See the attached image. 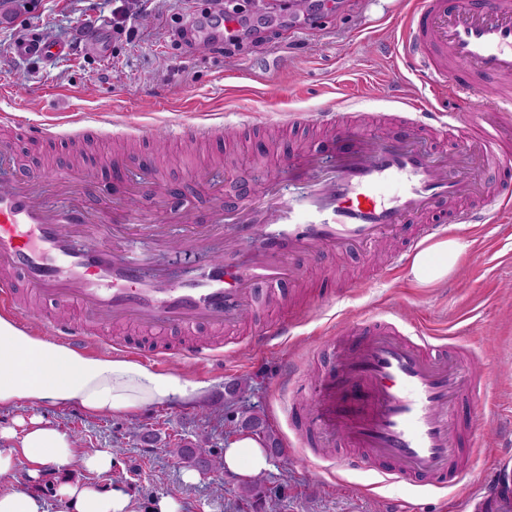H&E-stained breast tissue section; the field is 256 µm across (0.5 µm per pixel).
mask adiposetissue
Masks as SVG:
<instances>
[{
    "mask_svg": "<svg viewBox=\"0 0 512 512\" xmlns=\"http://www.w3.org/2000/svg\"><path fill=\"white\" fill-rule=\"evenodd\" d=\"M462 249L448 236L429 240L413 255L410 277L424 288L442 285L455 271ZM209 389L208 382L162 372L128 357L76 351L1 314L0 412H12L24 403L32 413L0 427V512H44L35 492L9 485L22 457L31 464V482L49 472L57 476L56 494L64 512H132L124 488L95 489L72 477L77 470L110 471L111 452H78L70 435L42 416L41 408H77L92 417L133 414L162 403H196ZM223 462L225 469L243 477L268 467L262 442L248 434L226 444Z\"/></svg>",
    "mask_w": 512,
    "mask_h": 512,
    "instance_id": "adipose-tissue-1",
    "label": "adipose tissue"
}]
</instances>
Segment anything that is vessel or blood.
Listing matches in <instances>:
<instances>
[{"label":"vessel or blood","instance_id":"obj_1","mask_svg":"<svg viewBox=\"0 0 512 512\" xmlns=\"http://www.w3.org/2000/svg\"><path fill=\"white\" fill-rule=\"evenodd\" d=\"M14 49L28 57L65 55L66 46L34 35ZM393 78L376 98L390 122L386 134L367 133L350 100L316 112H292L286 125L315 127L320 141L287 153V187L225 206L211 190L207 223L170 208L172 193L151 168L129 186L122 162L107 165L106 194L94 208L84 201L83 165L51 172L5 171L11 141L0 140V310L28 326L29 288L37 301L77 309L79 320L49 318L46 335L76 350L97 344L91 327H123L154 336L179 329L224 331L238 325L258 289L268 293L301 276L305 262L376 242L413 225L403 250L441 234L448 223L492 224L512 212V185L486 189L477 173L512 171L502 126L512 112V0H410L394 44ZM418 75L429 95L405 94L404 73ZM492 98L459 121L456 107L482 89ZM466 132L452 157L438 155L430 132ZM192 139L223 137L206 118L182 124ZM183 225L180 237L161 223L164 212ZM192 259L173 272L156 261L172 244ZM291 317L259 334L265 347L287 336ZM182 357L223 370L224 354L199 342ZM461 351L445 352L424 334H405L394 318L353 322L336 340V357L310 389L314 411L296 419V442L317 448L337 438L347 468L372 466L383 481L428 480L440 487L461 478L453 462L467 436L464 401L485 398L483 377L463 374ZM466 512H512V473L496 468L489 484L463 499Z\"/></svg>","mask_w":512,"mask_h":512}]
</instances>
